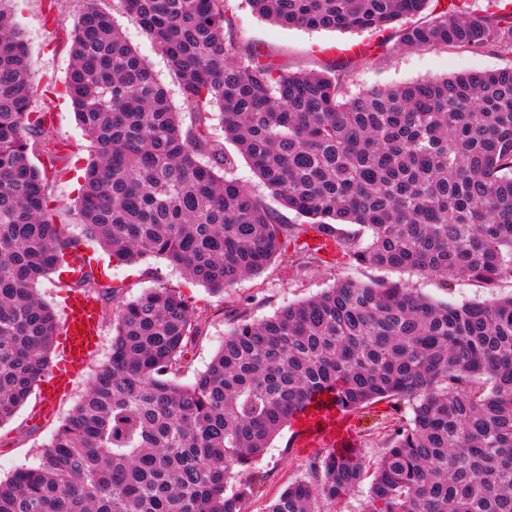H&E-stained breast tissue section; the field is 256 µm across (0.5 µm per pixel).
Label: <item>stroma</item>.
Wrapping results in <instances>:
<instances>
[{"mask_svg":"<svg viewBox=\"0 0 512 512\" xmlns=\"http://www.w3.org/2000/svg\"><path fill=\"white\" fill-rule=\"evenodd\" d=\"M100 6L169 89L173 104H180V89L166 59L135 20L124 12L119 0H101ZM81 8L80 0H17L13 15L15 25L28 44L36 70L34 106L38 109L51 106L54 136L65 146L63 169L49 180L51 215L56 223L64 226L68 237L79 240L82 254L91 260L86 272L92 279L121 288L128 298L162 284L179 291L192 307L201 322V331L189 341L178 382L191 383L205 370L231 326L228 312L233 308L257 321L272 315L285 304L309 298L334 282L347 279L369 284L403 282L419 295L451 305L512 294L510 279L487 287L463 277L446 280L407 271L365 267L345 259L331 267L304 266L293 262L287 254L275 258L260 275L245 278L233 288L217 293L187 279L161 259L132 264L113 262L96 242L84 238L82 227L76 220L82 175L92 159L65 85L71 65L69 44ZM233 36L242 49H260L269 60L293 73L323 71L330 60L324 52L327 46L343 48L354 43L366 44V51L350 56L345 67L350 88L355 92L372 86L388 87L512 67V54L501 52L446 45L407 48L400 44L394 29L356 33L285 27L258 18L246 0H236ZM100 306L104 311L100 319V342L72 389L61 395L49 410L44 407L41 390H34L12 420L0 427V477L38 465L52 432L85 395L95 370L109 357L112 348L111 297H104ZM393 416L390 404L380 401L353 413L335 415L330 424L306 418L292 421L257 461L256 469L264 481L257 496L246 503L245 512H263L268 502L288 484L304 478L309 461L329 450L332 434L343 435L347 445L360 448L364 461H375L382 451V437Z\"/></svg>","mask_w":512,"mask_h":512,"instance_id":"stroma-1","label":"stroma"}]
</instances>
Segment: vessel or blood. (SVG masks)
Returning a JSON list of instances; mask_svg holds the SVG:
<instances>
[{"instance_id":"1","label":"vessel or blood","mask_w":512,"mask_h":512,"mask_svg":"<svg viewBox=\"0 0 512 512\" xmlns=\"http://www.w3.org/2000/svg\"><path fill=\"white\" fill-rule=\"evenodd\" d=\"M99 324L95 318V303L84 296L72 295L67 304V315L62 325L64 368L55 372L44 387L46 403H53L57 397L72 385L75 375L83 369L99 338Z\"/></svg>"}]
</instances>
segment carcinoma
<instances>
[{
	"label": "carcinoma",
	"instance_id": "carcinoma-1",
	"mask_svg": "<svg viewBox=\"0 0 512 512\" xmlns=\"http://www.w3.org/2000/svg\"><path fill=\"white\" fill-rule=\"evenodd\" d=\"M0 0V426L50 370L60 325L37 284L75 246L50 214L30 155L64 160L35 74ZM67 93L93 159L78 223L119 263L161 258L222 292L281 252L512 279V68L353 94L328 65L291 73L232 35L234 0H120L179 83L180 107L96 0H82ZM247 0L288 27L383 31L407 47L512 54V11L476 18L461 0ZM219 112L224 140L208 137ZM235 144L281 207L226 177ZM357 224L367 236L345 234ZM112 293V354L55 428L38 466L0 478V512H244L256 460L289 422L379 401L411 415L371 470L327 451L264 512H332L368 482L362 512H512V296L448 305L399 282L342 280L258 321L237 318L190 384L176 374L199 331L179 292Z\"/></svg>",
	"mask_w": 512,
	"mask_h": 512
}]
</instances>
